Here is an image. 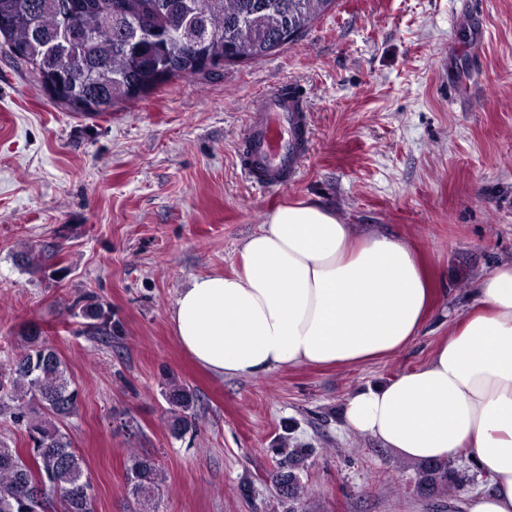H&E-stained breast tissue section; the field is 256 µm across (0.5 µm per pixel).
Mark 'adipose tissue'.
<instances>
[{"mask_svg": "<svg viewBox=\"0 0 512 512\" xmlns=\"http://www.w3.org/2000/svg\"><path fill=\"white\" fill-rule=\"evenodd\" d=\"M240 255L241 272L195 277L169 315L181 347L213 374L381 359L426 323L431 290L412 249L356 237L321 204L278 206ZM344 420L407 461L468 454L492 483L460 512H512V261L479 280L473 309L426 364L350 396Z\"/></svg>", "mask_w": 512, "mask_h": 512, "instance_id": "obj_1", "label": "adipose tissue"}]
</instances>
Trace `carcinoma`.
I'll list each match as a JSON object with an SVG mask.
<instances>
[{
  "label": "carcinoma",
  "instance_id": "1",
  "mask_svg": "<svg viewBox=\"0 0 512 512\" xmlns=\"http://www.w3.org/2000/svg\"><path fill=\"white\" fill-rule=\"evenodd\" d=\"M59 2L0 0V24L10 26L0 44L41 85L61 80L69 95L56 101L69 111L97 115L173 77L205 74L199 67L204 59L221 58L226 65L259 61L297 41L335 0H88L93 7L71 21L60 17ZM50 257L43 248L21 253L31 267ZM78 303L91 328L103 335L118 330L95 296ZM22 341L8 368L0 367V419L25 431L31 448L22 453L0 434V512H47L54 500L62 512H94L86 462L65 428L77 411L78 390L40 329H27ZM162 395L172 435L195 433L196 392L170 379ZM271 452L277 457L274 483L288 485L281 499L300 501L298 470L315 449L290 448L282 440ZM125 469L138 512H158L161 467L133 451ZM418 475L424 494L463 487L459 472L446 462L422 463Z\"/></svg>",
  "mask_w": 512,
  "mask_h": 512
}]
</instances>
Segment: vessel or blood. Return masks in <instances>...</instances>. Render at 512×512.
Returning <instances> with one entry per match:
<instances>
[{"instance_id":"b4317fda","label":"vessel or blood","mask_w":512,"mask_h":512,"mask_svg":"<svg viewBox=\"0 0 512 512\" xmlns=\"http://www.w3.org/2000/svg\"><path fill=\"white\" fill-rule=\"evenodd\" d=\"M247 154L240 166L259 189H278L294 179L309 154L311 128L307 97L293 82L270 87L250 110Z\"/></svg>"}]
</instances>
